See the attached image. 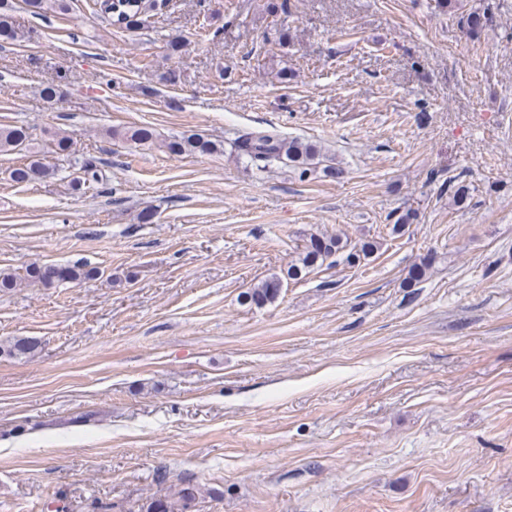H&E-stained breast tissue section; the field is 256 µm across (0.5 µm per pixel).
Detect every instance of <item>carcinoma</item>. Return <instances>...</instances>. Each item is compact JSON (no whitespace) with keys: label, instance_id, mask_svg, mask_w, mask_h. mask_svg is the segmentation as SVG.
Wrapping results in <instances>:
<instances>
[{"label":"carcinoma","instance_id":"carcinoma-1","mask_svg":"<svg viewBox=\"0 0 512 512\" xmlns=\"http://www.w3.org/2000/svg\"><path fill=\"white\" fill-rule=\"evenodd\" d=\"M35 15L49 12L66 11L67 0H25ZM144 9L143 0H125L120 4V11L113 18V23L135 28L139 24L138 17ZM494 4H486L463 14L458 19V27L462 33L472 40L479 39L481 33L491 25L494 17ZM30 134L23 127L0 126V152L22 150L28 146ZM239 155L258 170L263 171L278 163L292 167L305 178L315 171L314 160L316 149L299 139L285 138L276 131H264L239 139L235 142ZM168 152L175 156L184 154H211L221 151V145L199 134L192 133L176 137L165 144ZM49 174V168L38 159L11 171V178L18 183H29L40 180ZM377 245L373 241H364L359 245H350L338 236L311 233L306 244L291 261L286 274L272 275L258 285L244 292L247 303L263 307L274 301L280 294L283 281L299 280L309 273L328 264L330 266L345 262L349 265L370 257ZM96 274L93 269L81 265L56 266L52 264L36 265L27 270V280L43 287H51L59 282H76L89 279ZM39 343L32 337L14 340L9 353L25 355L37 350ZM201 496L200 488L190 482H184L167 494L153 498L146 506L145 512H192L196 501Z\"/></svg>","mask_w":512,"mask_h":512}]
</instances>
